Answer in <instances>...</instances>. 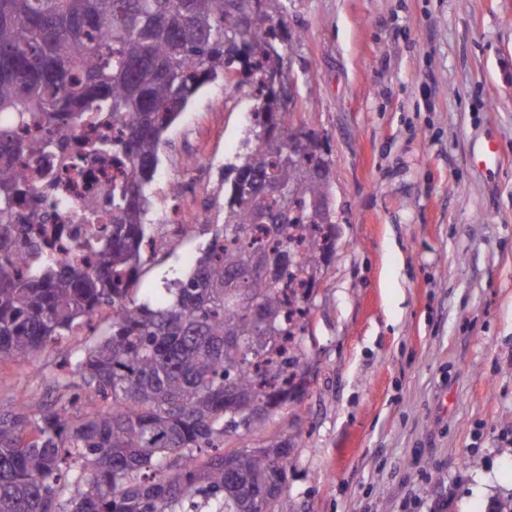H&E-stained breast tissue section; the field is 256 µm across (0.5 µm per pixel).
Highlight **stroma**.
I'll list each match as a JSON object with an SVG mask.
<instances>
[{
	"mask_svg": "<svg viewBox=\"0 0 512 512\" xmlns=\"http://www.w3.org/2000/svg\"><path fill=\"white\" fill-rule=\"evenodd\" d=\"M280 4L283 75L331 165L336 239L309 299L301 400L263 437L293 445L296 512H487L512 496V0ZM257 102L237 70L166 132L152 191L187 187L188 228L168 236L155 208L137 297L162 300L223 223ZM111 322L99 311L0 366V397L54 403L53 377Z\"/></svg>",
	"mask_w": 512,
	"mask_h": 512,
	"instance_id": "35a3bbf8",
	"label": "stroma"
}]
</instances>
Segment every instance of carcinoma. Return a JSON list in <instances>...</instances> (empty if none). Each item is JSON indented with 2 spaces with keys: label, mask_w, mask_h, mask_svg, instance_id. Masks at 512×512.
Segmentation results:
<instances>
[{
  "label": "carcinoma",
  "mask_w": 512,
  "mask_h": 512,
  "mask_svg": "<svg viewBox=\"0 0 512 512\" xmlns=\"http://www.w3.org/2000/svg\"><path fill=\"white\" fill-rule=\"evenodd\" d=\"M280 0H0V196L23 195L14 156L112 113V225L83 243L92 262L24 271L36 252L0 223V363L29 361L112 306L107 335L55 381L57 400L0 402V512H293L291 443L224 453L227 434L264 430L298 399L309 292L333 250L319 136L288 161L292 99ZM243 69L261 95L246 152L229 168L224 223L168 299H135L147 260L151 184L164 133L205 84ZM297 184L295 195L288 186Z\"/></svg>",
  "instance_id": "1"
}]
</instances>
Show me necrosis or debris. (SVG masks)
<instances>
[{
    "instance_id": "1",
    "label": "necrosis or debris",
    "mask_w": 512,
    "mask_h": 512,
    "mask_svg": "<svg viewBox=\"0 0 512 512\" xmlns=\"http://www.w3.org/2000/svg\"><path fill=\"white\" fill-rule=\"evenodd\" d=\"M111 135L112 122L104 117L94 127L71 129L49 152L14 162L29 193L10 221L21 232L52 243L59 266L85 262L81 240L98 235L112 221L107 199L113 182L127 174L128 164L97 153L98 141Z\"/></svg>"
}]
</instances>
